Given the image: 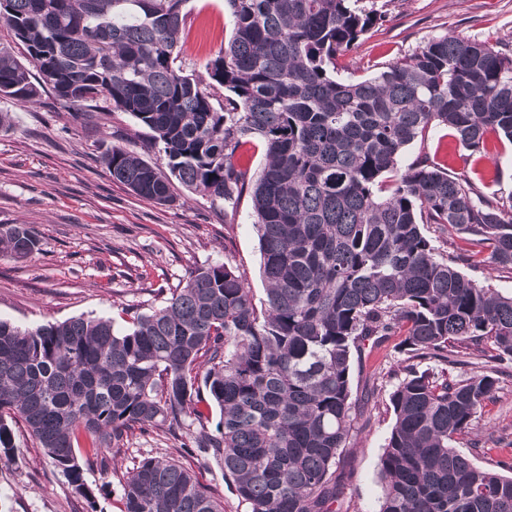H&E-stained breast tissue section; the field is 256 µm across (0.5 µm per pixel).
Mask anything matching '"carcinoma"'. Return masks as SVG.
I'll use <instances>...</instances> for the list:
<instances>
[{
    "label": "carcinoma",
    "mask_w": 512,
    "mask_h": 512,
    "mask_svg": "<svg viewBox=\"0 0 512 512\" xmlns=\"http://www.w3.org/2000/svg\"><path fill=\"white\" fill-rule=\"evenodd\" d=\"M188 0H0L26 47L0 42V99L49 89L78 112L98 101L151 131L170 176L125 146L104 156L112 179L159 205L170 178L234 210L252 200L266 284L257 309L228 262L196 268L146 313L22 327L0 318V461L20 418L76 494L95 503L80 456L120 452L136 430L163 429L212 454L250 512H335L336 459L357 420L354 354L400 337L405 378L379 460V512H512V475L455 447L493 397L486 371L463 380L419 369L488 342L512 358V293L484 288L457 264L487 254L512 273V209L465 175L403 150L443 124L471 152L492 130L512 142V55L444 34L371 77L336 79V61L381 20L359 0H225L231 39L184 72ZM221 87L224 100L215 98ZM254 138L265 163H234ZM461 235L436 254L422 226ZM41 250L23 224L0 225V254ZM203 382L220 420L194 407ZM86 434V452L79 435ZM120 512H224L187 469L146 457L126 470Z\"/></svg>",
    "instance_id": "carcinoma-1"
}]
</instances>
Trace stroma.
I'll use <instances>...</instances> for the list:
<instances>
[{
    "mask_svg": "<svg viewBox=\"0 0 512 512\" xmlns=\"http://www.w3.org/2000/svg\"><path fill=\"white\" fill-rule=\"evenodd\" d=\"M382 20L339 61L337 75L358 79L429 39L452 33L500 46L512 54V0H362ZM180 58L203 72L230 39L233 17L225 0H188ZM12 124L0 130V225L25 224L42 249L24 260L0 256V318L34 327L80 315L112 318L124 306L148 310L160 288L176 287L197 267L231 261L244 272L256 302L265 298L250 197L232 218L210 200L174 185V204L160 206L115 181L102 163L107 148L123 144L157 168L166 161L150 144L149 130L130 115L94 108L76 113L54 93L36 104L0 99ZM482 157L472 156L444 125L429 127L399 159H421L455 175L468 172L501 205L512 206V143L486 136ZM498 384L457 448L474 464L495 467L512 449V359L496 363ZM392 343L354 358L352 399L363 408L359 428L337 467L344 474L336 512H378V463L394 424L390 394L403 378ZM14 457L0 467V512H117L118 472L134 461L169 455L220 501L224 512H249L210 454L180 451L176 440L134 432L108 471L84 466L86 483L100 493L95 505L74 493L59 469L14 425Z\"/></svg>",
    "mask_w": 512,
    "mask_h": 512,
    "instance_id": "35a3bbf8",
    "label": "stroma"
}]
</instances>
